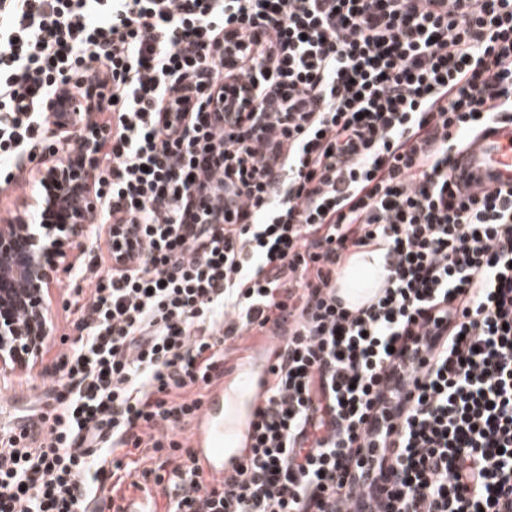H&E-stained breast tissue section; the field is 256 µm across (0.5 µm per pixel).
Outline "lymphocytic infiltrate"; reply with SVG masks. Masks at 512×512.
I'll use <instances>...</instances> for the list:
<instances>
[{"mask_svg":"<svg viewBox=\"0 0 512 512\" xmlns=\"http://www.w3.org/2000/svg\"><path fill=\"white\" fill-rule=\"evenodd\" d=\"M87 79L100 221L136 250L0 428V512L150 485L164 512H512V188L449 175L512 126V0H0V184ZM364 251L385 275L353 308ZM247 336L278 339L266 397L209 483L183 432ZM375 253H361L346 264L339 292L345 301L357 304L366 301L380 286L381 270Z\"/></svg>","mask_w":512,"mask_h":512,"instance_id":"obj_1","label":"lymphocytic infiltrate"}]
</instances>
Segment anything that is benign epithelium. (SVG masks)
<instances>
[{"label": "benign epithelium", "mask_w": 512, "mask_h": 512, "mask_svg": "<svg viewBox=\"0 0 512 512\" xmlns=\"http://www.w3.org/2000/svg\"><path fill=\"white\" fill-rule=\"evenodd\" d=\"M87 94L68 100L51 98L46 104L49 133L55 149L37 167L39 195L0 221V375L23 370L41 353L55 323L50 291L56 280L72 273L67 250L82 239L97 212L96 185L100 160L109 141L102 135L95 84ZM33 207L41 224L30 223Z\"/></svg>", "instance_id": "obj_1"}]
</instances>
